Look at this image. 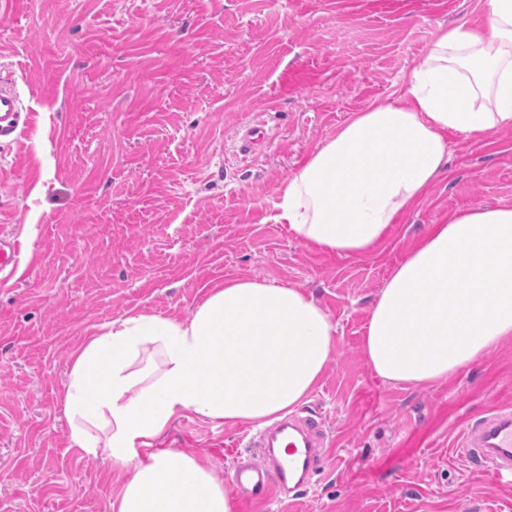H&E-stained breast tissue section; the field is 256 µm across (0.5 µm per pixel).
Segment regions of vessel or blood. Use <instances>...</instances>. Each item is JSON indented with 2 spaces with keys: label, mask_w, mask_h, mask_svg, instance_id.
<instances>
[{
  "label": "vessel or blood",
  "mask_w": 512,
  "mask_h": 512,
  "mask_svg": "<svg viewBox=\"0 0 512 512\" xmlns=\"http://www.w3.org/2000/svg\"><path fill=\"white\" fill-rule=\"evenodd\" d=\"M21 102L14 93L0 90V137L19 128ZM13 241L0 238V288L16 273ZM261 460L236 464L234 491L259 499L268 493L295 494L321 466L326 436L312 419L288 417L260 434ZM461 454L485 466L495 478L512 477V407L493 409L469 423L458 445Z\"/></svg>",
  "instance_id": "b4317fda"
}]
</instances>
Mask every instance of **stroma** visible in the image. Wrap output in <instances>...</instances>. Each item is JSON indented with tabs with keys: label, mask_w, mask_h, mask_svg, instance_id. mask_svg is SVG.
I'll use <instances>...</instances> for the list:
<instances>
[{
	"label": "stroma",
	"mask_w": 512,
	"mask_h": 512,
	"mask_svg": "<svg viewBox=\"0 0 512 512\" xmlns=\"http://www.w3.org/2000/svg\"><path fill=\"white\" fill-rule=\"evenodd\" d=\"M480 0H0V89L26 125L0 140V512H109L124 476L70 448L61 392L92 326L187 317L236 277L312 294L334 353L298 415L335 445L300 495L236 512H512V484L463 459L462 428L512 404V341L422 389L362 350L376 294L429 225L512 207V130L449 135L422 203L363 255L316 249L272 216L279 185L352 113L404 93L440 26ZM266 138L241 152L255 118ZM245 425L186 415L164 441L230 480L260 459ZM17 251L12 240L0 238V288H4L16 273ZM7 270V273L5 271Z\"/></svg>",
	"instance_id": "obj_1"
}]
</instances>
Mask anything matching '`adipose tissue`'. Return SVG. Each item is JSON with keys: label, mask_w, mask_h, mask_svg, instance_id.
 <instances>
[{"label": "adipose tissue", "mask_w": 512, "mask_h": 512, "mask_svg": "<svg viewBox=\"0 0 512 512\" xmlns=\"http://www.w3.org/2000/svg\"><path fill=\"white\" fill-rule=\"evenodd\" d=\"M512 128V0L479 24L441 28L398 100L352 113L283 181L275 223L326 252L367 254L448 169L449 133ZM337 325L304 290L232 278L185 318L141 312L93 326L72 353L69 442L126 480L109 512H235L210 466L157 448L185 414L256 428L305 403ZM512 338V208L449 215L397 265L372 304L363 350L387 382L421 388Z\"/></svg>", "instance_id": "1"}]
</instances>
